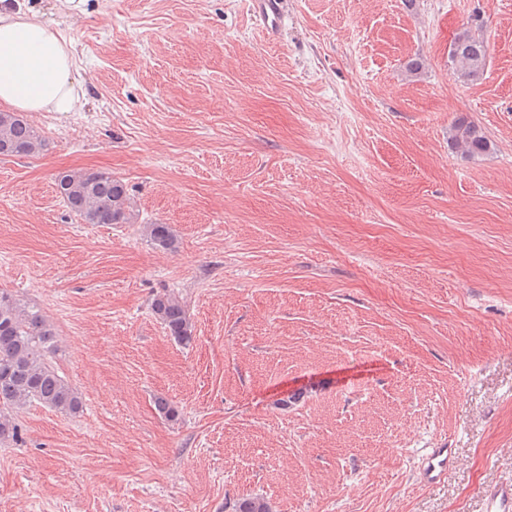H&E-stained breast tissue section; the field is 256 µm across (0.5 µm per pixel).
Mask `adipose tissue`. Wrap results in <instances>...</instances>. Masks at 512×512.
Wrapping results in <instances>:
<instances>
[{
    "label": "adipose tissue",
    "mask_w": 512,
    "mask_h": 512,
    "mask_svg": "<svg viewBox=\"0 0 512 512\" xmlns=\"http://www.w3.org/2000/svg\"><path fill=\"white\" fill-rule=\"evenodd\" d=\"M75 48L52 23L0 0V103L20 112L79 111Z\"/></svg>",
    "instance_id": "obj_1"
}]
</instances>
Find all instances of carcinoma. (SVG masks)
<instances>
[{"mask_svg": "<svg viewBox=\"0 0 512 512\" xmlns=\"http://www.w3.org/2000/svg\"><path fill=\"white\" fill-rule=\"evenodd\" d=\"M449 60L456 80L466 84L483 74L487 43L470 23L456 33L449 47ZM0 142L8 144L5 156H38L46 139L26 118H6L0 112ZM451 146L468 159L488 155L492 143L482 129L466 117L457 118L451 130ZM57 185L66 207L92 224H132L136 213L127 183L108 172L70 170L59 174ZM152 244L176 249V239L167 224L145 225ZM153 315L176 341H192L186 306L173 292L155 296ZM55 331L41 310L0 289V443L19 442L21 428L15 413L35 402L65 415L83 410L79 390L61 377L51 362ZM233 512H271L261 497L243 498Z\"/></svg>", "mask_w": 512, "mask_h": 512, "instance_id": "cac0c4a2", "label": "carcinoma"}]
</instances>
